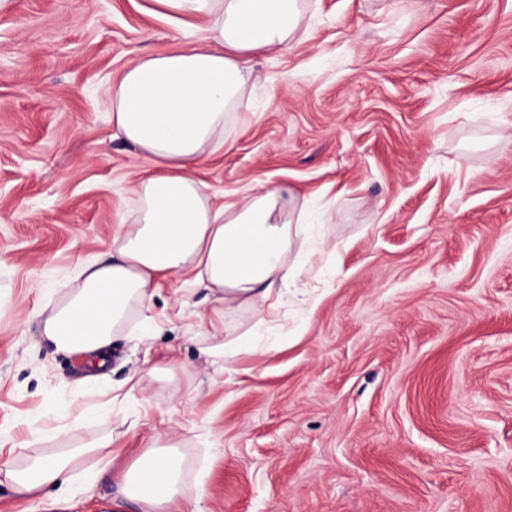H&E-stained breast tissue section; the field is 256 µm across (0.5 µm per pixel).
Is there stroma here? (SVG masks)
<instances>
[{
    "instance_id": "35a3bbf8",
    "label": "stroma",
    "mask_w": 512,
    "mask_h": 512,
    "mask_svg": "<svg viewBox=\"0 0 512 512\" xmlns=\"http://www.w3.org/2000/svg\"><path fill=\"white\" fill-rule=\"evenodd\" d=\"M301 28L250 58L195 172L219 204L261 179L325 210L292 243L297 293L215 364L211 299L169 277L156 335L113 341L95 384L35 312L111 251L151 169L108 89L198 29L154 0H0V462L104 432L120 452L62 512H113L157 435L198 512H512V0H307ZM137 374L132 426L105 390Z\"/></svg>"
}]
</instances>
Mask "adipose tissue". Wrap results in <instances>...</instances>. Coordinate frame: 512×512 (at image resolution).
I'll use <instances>...</instances> for the list:
<instances>
[{
    "label": "adipose tissue",
    "mask_w": 512,
    "mask_h": 512,
    "mask_svg": "<svg viewBox=\"0 0 512 512\" xmlns=\"http://www.w3.org/2000/svg\"><path fill=\"white\" fill-rule=\"evenodd\" d=\"M165 13L203 21L197 43L139 56L113 82L109 94L117 135L148 156L153 173L134 187L137 208L120 225L112 250L87 261L77 284L58 302L41 307V334L56 351L109 363L115 337L133 316H145L162 280L183 275L212 291L224 309L250 307L259 317L277 309L300 274L289 265L295 237L311 232L283 185L263 182L246 195L214 206L192 171L224 143V119L249 92V56L285 50L302 21L305 0H155ZM111 434L54 456L20 448L22 468L5 467L14 491L34 499L59 487L54 507L73 492L89 493L95 471L79 489L63 476L77 459L93 456L110 464ZM184 458L176 445L154 439L119 474L120 501L141 512H184L180 484Z\"/></svg>",
    "instance_id": "1"
}]
</instances>
